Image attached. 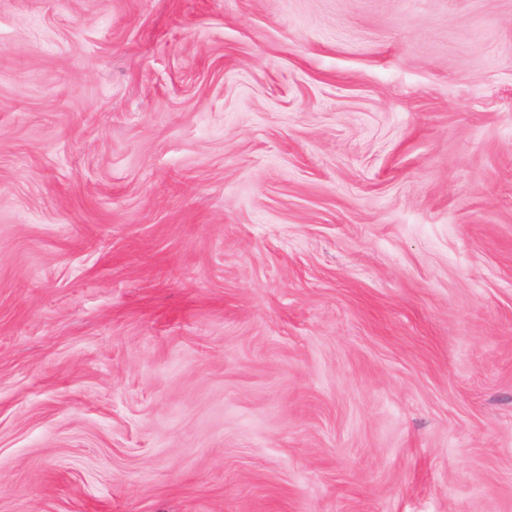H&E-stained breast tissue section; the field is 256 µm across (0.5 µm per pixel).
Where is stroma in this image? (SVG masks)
I'll return each instance as SVG.
<instances>
[{"label":"stroma","instance_id":"35a3bbf8","mask_svg":"<svg viewBox=\"0 0 512 512\" xmlns=\"http://www.w3.org/2000/svg\"><path fill=\"white\" fill-rule=\"evenodd\" d=\"M0 512H512V0H0Z\"/></svg>","mask_w":512,"mask_h":512}]
</instances>
